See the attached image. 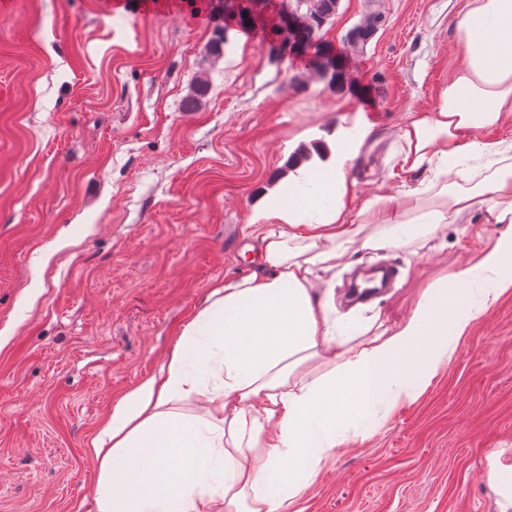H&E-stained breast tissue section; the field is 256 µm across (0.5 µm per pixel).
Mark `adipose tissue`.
<instances>
[{
	"mask_svg": "<svg viewBox=\"0 0 512 512\" xmlns=\"http://www.w3.org/2000/svg\"><path fill=\"white\" fill-rule=\"evenodd\" d=\"M461 64L438 106L399 129L414 187L355 200L347 169L361 139L288 176L252 209L260 270L215 286L159 375L119 398L90 442L94 512H294L337 451L384 424L379 404L416 401L452 360L454 343L512 291V0H467L455 27ZM504 230L475 260L430 282L407 316L343 324L318 271L345 256L416 253L464 214ZM205 400L198 415L181 402Z\"/></svg>",
	"mask_w": 512,
	"mask_h": 512,
	"instance_id": "1",
	"label": "adipose tissue"
}]
</instances>
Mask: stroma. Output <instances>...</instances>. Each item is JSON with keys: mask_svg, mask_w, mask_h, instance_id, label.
I'll return each instance as SVG.
<instances>
[{"mask_svg": "<svg viewBox=\"0 0 512 512\" xmlns=\"http://www.w3.org/2000/svg\"><path fill=\"white\" fill-rule=\"evenodd\" d=\"M11 2L0 13V512H90V439L166 364L213 286L258 271L246 222L300 146L331 151L341 127H370L349 169L362 200L429 180L402 168L398 130L437 107L466 0H339L322 38L338 85L315 74L314 52L281 53L291 0H154L121 17L103 0ZM373 15L381 26L353 43ZM501 230L466 215L417 255L343 259L323 276L336 316L400 319ZM509 466L512 291L422 397L337 452L301 506L512 512L493 480Z\"/></svg>", "mask_w": 512, "mask_h": 512, "instance_id": "obj_1", "label": "stroma"}]
</instances>
